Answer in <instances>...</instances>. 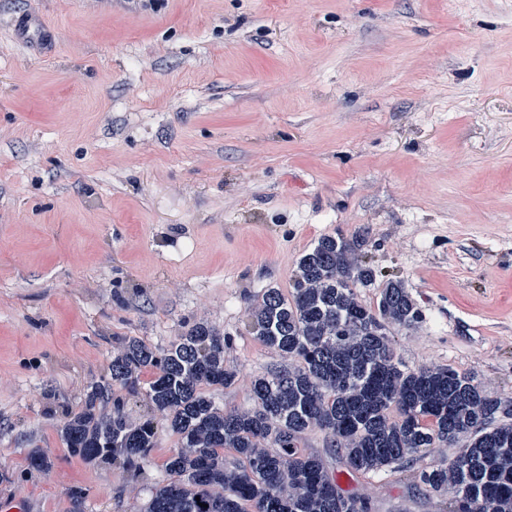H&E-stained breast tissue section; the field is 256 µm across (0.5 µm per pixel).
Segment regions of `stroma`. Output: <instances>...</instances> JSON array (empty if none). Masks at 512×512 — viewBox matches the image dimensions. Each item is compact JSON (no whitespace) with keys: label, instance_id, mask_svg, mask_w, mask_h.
Masks as SVG:
<instances>
[{"label":"stroma","instance_id":"stroma-1","mask_svg":"<svg viewBox=\"0 0 512 512\" xmlns=\"http://www.w3.org/2000/svg\"><path fill=\"white\" fill-rule=\"evenodd\" d=\"M361 230L422 312L390 329L403 362L512 398V0H0V505L70 512L80 486L138 512L146 487L57 432L116 337L204 319L265 371L252 300ZM302 448L369 512H448L325 432Z\"/></svg>","mask_w":512,"mask_h":512}]
</instances>
